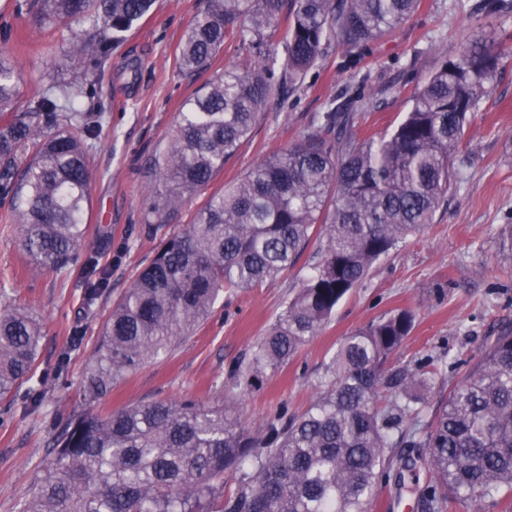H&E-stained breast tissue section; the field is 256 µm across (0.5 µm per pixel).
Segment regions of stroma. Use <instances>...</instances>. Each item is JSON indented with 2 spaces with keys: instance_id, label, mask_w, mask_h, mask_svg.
<instances>
[{
  "instance_id": "obj_1",
  "label": "stroma",
  "mask_w": 512,
  "mask_h": 512,
  "mask_svg": "<svg viewBox=\"0 0 512 512\" xmlns=\"http://www.w3.org/2000/svg\"><path fill=\"white\" fill-rule=\"evenodd\" d=\"M497 3L492 13L488 0H420L414 16L371 44L354 71L343 67L346 48L330 44L298 88L264 112L209 188L154 232L145 224L148 159L167 144L184 104L204 83L253 58L249 48L227 44L207 69L181 73L176 50L200 2L157 0L153 13L113 48L96 83L107 117L91 149L88 231L78 256L98 253L108 285L92 306L83 303L76 273L43 271L28 261L20 247L22 227L11 221L12 204L0 198V312L26 309L41 327L34 378L0 400V512H20L48 448L75 413L155 400L223 402L245 428L256 431L277 410L304 412L344 338L390 311L414 315L395 364L439 359L446 384L457 378V359L477 358L486 336L512 326V0ZM475 38L500 48L501 56L466 126L465 161L447 206L423 233L378 261L292 359L259 374L250 386L230 376L297 293L317 261L313 245L294 269L271 284L225 294L191 336L114 381L97 401L85 398L92 350L112 302L133 285L162 236L189 223L210 193L314 127L332 99L362 94L366 129L383 131L407 112L410 95L439 58L455 57ZM48 41L31 14L18 12L16 0H0V51L20 69L23 98L81 73L65 45L45 53ZM33 389L42 393L35 408L28 400Z\"/></svg>"
}]
</instances>
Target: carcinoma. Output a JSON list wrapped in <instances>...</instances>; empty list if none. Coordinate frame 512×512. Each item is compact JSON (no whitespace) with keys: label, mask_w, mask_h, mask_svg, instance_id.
<instances>
[{"label":"carcinoma","mask_w":512,"mask_h":512,"mask_svg":"<svg viewBox=\"0 0 512 512\" xmlns=\"http://www.w3.org/2000/svg\"><path fill=\"white\" fill-rule=\"evenodd\" d=\"M419 0H205L175 55L194 73L226 44L249 45V67H227L180 112L166 148L149 162L146 224L161 226L209 186L268 104L298 85L335 40L357 50L405 23ZM155 0H25L46 29L66 28L81 76L24 100L19 68L0 52V195L19 202L22 249L40 268L70 272L85 237L88 147L105 112L86 85L112 46L138 27ZM286 19L285 56L273 36ZM500 52L467 44L441 59L401 120L359 136L362 113L332 107L318 125L264 156L213 193L191 223L170 233L116 302L93 351L85 397L190 334L229 290L274 282L313 239L319 258L248 360L239 383L276 369L307 344L371 267L433 223L448 202L464 129L487 93ZM79 274L108 271L89 255ZM414 325L398 309L346 337L327 365L321 393L300 415L279 411L253 432L228 406L152 402L75 415L37 475L23 512H366L388 471L410 469L397 448H426L431 476L421 512H472L512 497V327L485 337L480 357L423 418L438 363L388 366ZM40 326L26 311L0 313V399L33 372ZM235 488L225 490V479Z\"/></svg>","instance_id":"cac0c4a2"}]
</instances>
